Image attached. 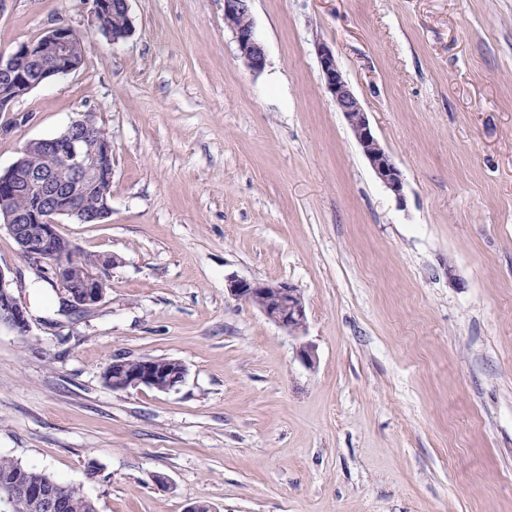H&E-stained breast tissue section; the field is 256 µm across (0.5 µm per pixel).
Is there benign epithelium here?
<instances>
[{
  "label": "benign epithelium",
  "mask_w": 512,
  "mask_h": 512,
  "mask_svg": "<svg viewBox=\"0 0 512 512\" xmlns=\"http://www.w3.org/2000/svg\"><path fill=\"white\" fill-rule=\"evenodd\" d=\"M111 0H92V22L98 31L111 13ZM224 21L233 34L239 57L248 70L257 73L266 65V53L257 39L250 15V0H224ZM77 33L66 25L49 28L38 39L22 42L12 50L0 52V81L8 90L0 94V112L12 111L13 104L30 90L53 78L78 70L83 62L76 44ZM320 78L336 109L343 113L371 169L394 195L401 196L403 174L390 153L380 144L360 99L350 87L326 45L317 48ZM25 56L39 65L37 76L29 78L16 70V61ZM40 149L50 156L52 164L39 172L26 168V155ZM112 141L95 138L84 122L73 121L51 140L26 142L18 158L6 170H0V197L10 199L24 194L36 197L35 207L19 212L0 207V228L15 240L21 253L43 274L52 276L64 308L77 315L95 310L106 299L104 270L119 264L108 256L95 270H74L65 256L75 245L59 231L61 220L82 224L86 220L82 199L90 187L98 189L112 183ZM71 169L74 179L66 187L54 177L55 164ZM227 292L237 300L260 302L263 315L298 334L306 323V308L300 289L284 280L227 278ZM6 325L20 336L31 331V318L14 294L12 279L0 269V326ZM167 389L175 388L183 373L170 372L150 357H142L134 368L122 367L116 390L145 386L155 387L160 379ZM16 495L35 498L42 512H62L65 494L53 483L33 482L0 488V505Z\"/></svg>",
  "instance_id": "obj_1"
}]
</instances>
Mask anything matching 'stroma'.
I'll return each mask as SVG.
<instances>
[{"mask_svg":"<svg viewBox=\"0 0 512 512\" xmlns=\"http://www.w3.org/2000/svg\"><path fill=\"white\" fill-rule=\"evenodd\" d=\"M130 9L115 43L88 0L0 6V51L58 24L85 39L79 70L0 112V168L93 114L112 212L60 231L120 260L70 318L0 230L32 316L28 336L0 327V457L98 512H512V0H252L259 73L224 0ZM320 44L401 195L326 93ZM231 276L295 284L301 335L230 298ZM118 356L185 375L115 391ZM320 78L336 109L342 112L371 169L381 183L394 195H401L403 174L390 153L380 144L360 99L350 87L326 45L318 46Z\"/></svg>","mask_w":512,"mask_h":512,"instance_id":"35a3bbf8","label":"stroma"}]
</instances>
